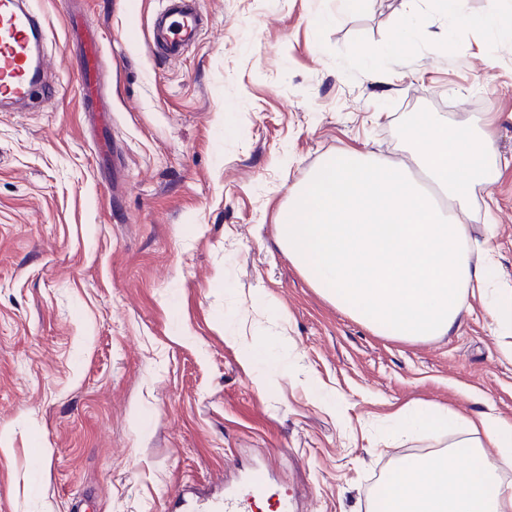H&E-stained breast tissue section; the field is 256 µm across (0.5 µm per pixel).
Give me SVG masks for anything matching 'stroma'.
<instances>
[{"label":"stroma","instance_id":"obj_1","mask_svg":"<svg viewBox=\"0 0 512 512\" xmlns=\"http://www.w3.org/2000/svg\"><path fill=\"white\" fill-rule=\"evenodd\" d=\"M33 6L55 91L0 112V512H171L256 466L297 512H372L402 460L467 436L400 433L414 402L512 423V331L491 311L512 289V40L447 44L430 0H201L169 60L150 49L162 0ZM73 11L103 47V130ZM415 112L477 117L493 141L468 229L493 214L496 267L458 329L404 341L313 288L277 221L328 156L408 162Z\"/></svg>","mask_w":512,"mask_h":512}]
</instances>
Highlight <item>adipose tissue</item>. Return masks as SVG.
<instances>
[{
    "label": "adipose tissue",
    "mask_w": 512,
    "mask_h": 512,
    "mask_svg": "<svg viewBox=\"0 0 512 512\" xmlns=\"http://www.w3.org/2000/svg\"><path fill=\"white\" fill-rule=\"evenodd\" d=\"M453 26L512 36V14L471 16L464 0H434ZM408 166L359 153L327 158L292 189L278 220L279 241L308 281L353 318L383 336L423 340L458 328L467 293L483 288L493 248L474 259L467 220L477 186L494 182L495 148L474 120L417 112L405 130ZM450 411L414 405L402 432L459 427ZM480 433L448 451L406 458L386 480L379 512H512V424L483 414Z\"/></svg>",
    "instance_id": "ef3b65f1"
}]
</instances>
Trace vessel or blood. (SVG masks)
I'll list each match as a JSON object with an SVG mask.
<instances>
[{
  "label": "vessel or blood",
  "mask_w": 512,
  "mask_h": 512,
  "mask_svg": "<svg viewBox=\"0 0 512 512\" xmlns=\"http://www.w3.org/2000/svg\"><path fill=\"white\" fill-rule=\"evenodd\" d=\"M171 9L154 30V46L175 58L197 35L201 18L198 0H169ZM44 21L28 0H0V108L27 102L37 76L47 69L40 51ZM271 500L273 512H295L288 495L271 497L269 478L257 469L225 486L222 493L197 499L178 498L172 512H256L260 501Z\"/></svg>",
  "instance_id": "vessel-or-blood-1"
}]
</instances>
